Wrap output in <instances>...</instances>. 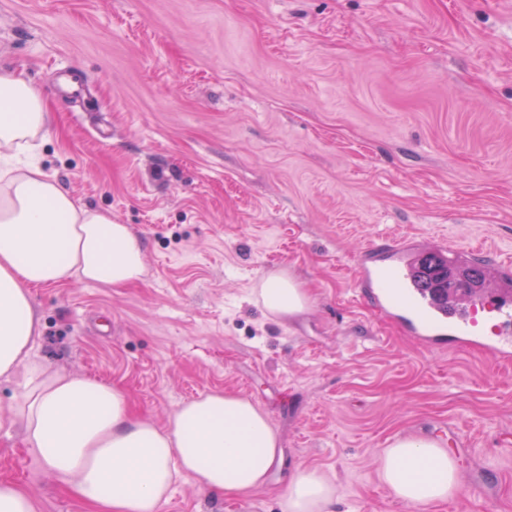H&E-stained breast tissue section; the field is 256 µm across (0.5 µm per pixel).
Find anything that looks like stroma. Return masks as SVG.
<instances>
[{
  "label": "stroma",
  "instance_id": "1",
  "mask_svg": "<svg viewBox=\"0 0 512 512\" xmlns=\"http://www.w3.org/2000/svg\"><path fill=\"white\" fill-rule=\"evenodd\" d=\"M0 70L45 97L46 173L142 240L146 278L32 288L34 351L112 383L157 424L231 391L284 464L216 497L189 476L160 512H283L298 467L334 512H410L378 477L399 435L462 438L459 493L429 512H512V363L425 348L366 300L373 242H478L512 259V0H0ZM285 269L310 311L252 302ZM0 380V482L87 512L39 460Z\"/></svg>",
  "mask_w": 512,
  "mask_h": 512
}]
</instances>
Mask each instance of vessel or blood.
<instances>
[{
    "label": "vessel or blood",
    "mask_w": 512,
    "mask_h": 512,
    "mask_svg": "<svg viewBox=\"0 0 512 512\" xmlns=\"http://www.w3.org/2000/svg\"><path fill=\"white\" fill-rule=\"evenodd\" d=\"M413 241L403 240L380 248L378 257L360 265V277L372 304L406 327L411 335L427 346L449 347L461 337L482 347L496 360L512 357V304L503 301L501 286L512 281V263H498L495 287H483L475 275L484 251L477 246L465 249L436 241L434 254L448 267L452 278L470 281L478 288L475 302L458 306L434 290L420 276L412 260ZM486 313L494 321L490 333H475L476 317Z\"/></svg>",
    "instance_id": "b4317fda"
}]
</instances>
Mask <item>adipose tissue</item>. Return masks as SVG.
I'll return each mask as SVG.
<instances>
[{"mask_svg":"<svg viewBox=\"0 0 512 512\" xmlns=\"http://www.w3.org/2000/svg\"><path fill=\"white\" fill-rule=\"evenodd\" d=\"M51 120L36 88L0 71V378L18 379L20 389L11 421L22 422L28 445L90 512H159L182 474L219 496L265 486L283 450L249 399L210 392L180 404L160 426L136 415L119 387L34 359L33 287L78 280L118 288L147 275L144 246L129 225L90 208L41 167L37 143ZM251 293L281 321L310 307L305 288L284 270L262 276ZM378 476L413 512L448 501L459 486L447 449L411 435L383 449ZM281 498L284 512H330L336 486L302 468Z\"/></svg>","mask_w":512,"mask_h":512,"instance_id":"obj_1","label":"adipose tissue"}]
</instances>
